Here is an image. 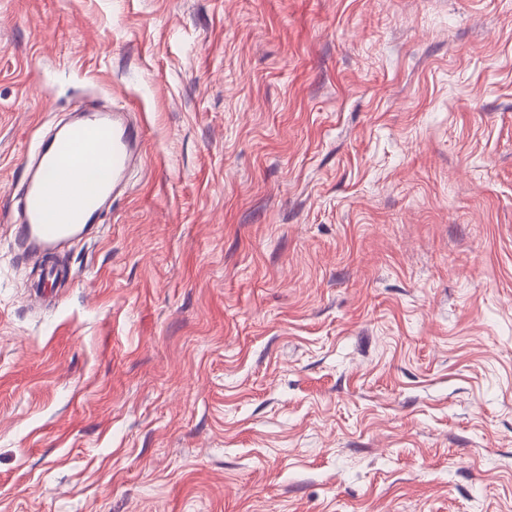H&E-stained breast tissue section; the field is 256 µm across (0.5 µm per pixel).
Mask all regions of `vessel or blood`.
<instances>
[{"instance_id":"vessel-or-blood-1","label":"vessel or blood","mask_w":512,"mask_h":512,"mask_svg":"<svg viewBox=\"0 0 512 512\" xmlns=\"http://www.w3.org/2000/svg\"><path fill=\"white\" fill-rule=\"evenodd\" d=\"M142 151L143 131L121 108L86 109L37 144L12 226L19 255L49 253L85 238L105 203L125 190ZM91 158L108 166L109 179L84 180L78 164Z\"/></svg>"}]
</instances>
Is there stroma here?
Returning a JSON list of instances; mask_svg holds the SVG:
<instances>
[{"mask_svg": "<svg viewBox=\"0 0 512 512\" xmlns=\"http://www.w3.org/2000/svg\"><path fill=\"white\" fill-rule=\"evenodd\" d=\"M93 101L145 161L42 289ZM0 512H512V0H0ZM143 131L124 108L99 112L88 108L37 144L24 179L21 209L12 224L18 255L50 253L85 238L105 203L126 189L132 165L142 157ZM91 158L101 165L83 180L73 164ZM106 179V180H104Z\"/></svg>", "mask_w": 512, "mask_h": 512, "instance_id": "obj_1", "label": "stroma"}]
</instances>
